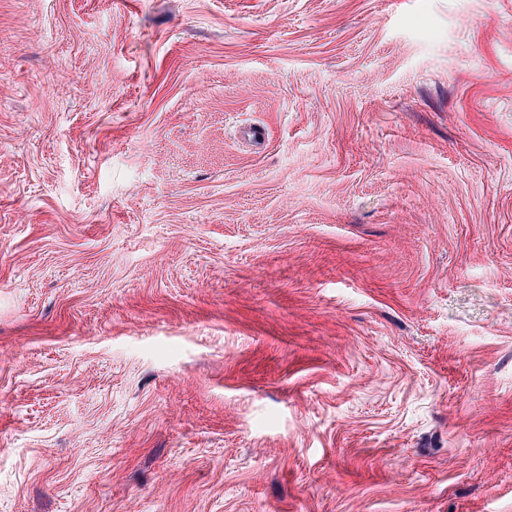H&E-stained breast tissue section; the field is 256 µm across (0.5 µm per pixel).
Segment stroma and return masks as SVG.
I'll list each match as a JSON object with an SVG mask.
<instances>
[{"instance_id":"1","label":"stroma","mask_w":512,"mask_h":512,"mask_svg":"<svg viewBox=\"0 0 512 512\" xmlns=\"http://www.w3.org/2000/svg\"><path fill=\"white\" fill-rule=\"evenodd\" d=\"M0 512H512V0H0Z\"/></svg>"}]
</instances>
